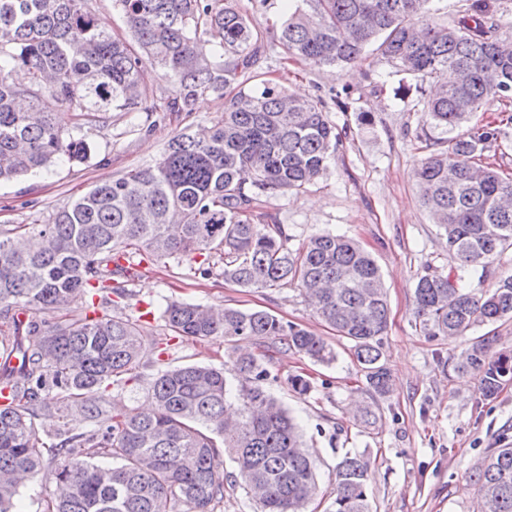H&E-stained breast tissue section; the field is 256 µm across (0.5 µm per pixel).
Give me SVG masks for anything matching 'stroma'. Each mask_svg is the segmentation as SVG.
Returning <instances> with one entry per match:
<instances>
[{
    "instance_id": "35a3bbf8",
    "label": "stroma",
    "mask_w": 512,
    "mask_h": 512,
    "mask_svg": "<svg viewBox=\"0 0 512 512\" xmlns=\"http://www.w3.org/2000/svg\"><path fill=\"white\" fill-rule=\"evenodd\" d=\"M235 5L264 41L262 71L270 86L326 101L342 88L351 92L348 111L329 114L344 135L327 170L301 192L263 196L254 221L284 225L291 251L314 234L331 232L354 238L372 254L388 296L383 352L393 390L379 403L380 421L364 425L355 407L370 397L351 344L319 320L296 285L241 288L218 274L195 275L194 259L161 264L146 256L128 285V296L112 306L114 315L139 321L145 332L140 363L127 385L107 392L106 399L144 406L163 360L209 365L238 381L223 339L173 336L158 312L164 301L263 310L323 336L338 356L327 366L290 351L277 353L265 382L300 422L314 452L323 499L311 504L310 512H326L336 487V465L348 451L372 462L367 483L371 512H478L479 495L469 476L501 437L512 438V378L505 379L493 399H484L478 376L456 370L483 328L431 340L415 326L418 278L449 274L457 267L414 177L433 150L418 124L423 98L412 91V78L378 62L370 49L340 72L284 60L276 34L291 0H235ZM402 84L409 86V94H398ZM144 85L148 103L159 107L153 117L108 113L85 131L87 159H63L39 174L0 183V232L18 224L48 223L59 208L95 184L155 164L172 137L200 133L224 111L225 94L213 91L199 94L193 111H165L176 86L156 69L146 70ZM489 121L500 123L502 138L499 150L484 152L481 163L512 179V99L493 101L471 119L475 125ZM293 374L309 376L308 394L290 389L287 379Z\"/></svg>"
}]
</instances>
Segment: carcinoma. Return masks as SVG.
I'll return each instance as SVG.
<instances>
[{"mask_svg": "<svg viewBox=\"0 0 512 512\" xmlns=\"http://www.w3.org/2000/svg\"><path fill=\"white\" fill-rule=\"evenodd\" d=\"M137 53L115 39L88 0H0V181L49 169L86 155L83 130L112 111L154 112L145 106L144 73L158 68L177 84L165 108L190 112L206 91L232 86L224 113L201 135L174 138L152 167L92 187L46 224L17 225L0 237V315L10 334L0 338V512H12L26 480L52 482L45 512H212L224 500V481L237 483L260 512H304L319 492L302 429L263 385L267 354L236 356L244 383L202 364H167L149 383L148 411L108 410L104 393L131 380L143 340L139 324L112 316V296H127L126 269L144 253L159 261L216 253L224 282L240 288L296 284L316 314L352 343L371 397L392 391L383 360L388 303L379 269L356 241L320 233L288 251L281 224H256L263 193L299 191L326 168L341 145L322 99H298L256 80L262 37L232 3L220 0H116ZM281 24L278 43L288 57L343 68L373 45L379 61L426 83L422 126L438 146L415 170L422 199L459 262L456 275L426 274L414 291L415 323L424 335L461 336L512 318V275L476 295L465 275L489 265L512 245V180L476 158L498 145L499 126H467L470 115L512 97V40L493 35L490 0H471L449 23L427 20L431 0H303ZM224 50L212 65L201 38ZM24 69L29 83L13 80ZM71 113L62 128L43 95ZM27 98L30 107L16 109ZM94 292L90 313L49 322L17 318L60 309ZM165 325L181 336L251 337L330 365L336 354L321 336L266 311L245 312L169 301ZM498 336L478 337L457 371L474 373L484 398L512 376V355L493 352ZM20 356L17 367L11 360ZM59 392L57 404L44 393ZM77 413L75 433L63 421L44 429L47 415ZM104 455L110 465L92 462ZM236 473L224 474V456ZM371 461L347 453L336 464L329 512H370L366 487ZM479 512H512V442L491 448L470 476Z\"/></svg>", "mask_w": 512, "mask_h": 512, "instance_id": "1", "label": "carcinoma"}]
</instances>
